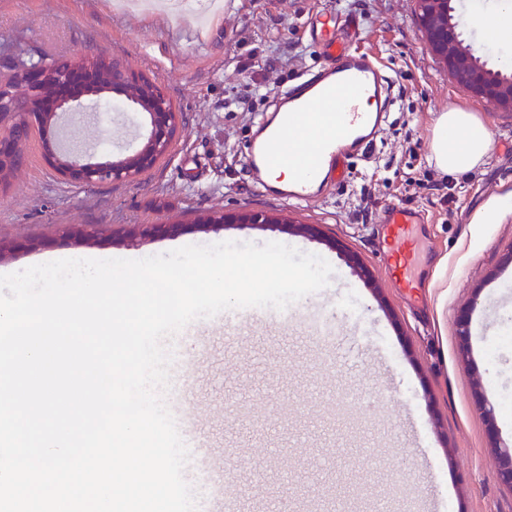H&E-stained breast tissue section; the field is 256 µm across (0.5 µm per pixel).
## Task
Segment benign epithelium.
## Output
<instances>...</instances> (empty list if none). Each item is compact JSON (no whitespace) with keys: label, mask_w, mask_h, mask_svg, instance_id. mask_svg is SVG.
Instances as JSON below:
<instances>
[{"label":"benign epithelium","mask_w":512,"mask_h":512,"mask_svg":"<svg viewBox=\"0 0 512 512\" xmlns=\"http://www.w3.org/2000/svg\"><path fill=\"white\" fill-rule=\"evenodd\" d=\"M429 49L435 53L448 77L465 87L471 96L491 103L498 111L512 113V77H492L460 43V36L453 22L442 30L432 29L427 36ZM18 81L27 86L23 97L14 95L8 83L0 81V115L11 113L14 122L0 131V182H5L24 164L22 144L24 126L28 118L30 101L42 107L40 120L44 134L47 160L72 182L93 185L106 181H130L133 172L152 167L157 159L166 155L173 144L178 126V112L171 100L156 85L151 93L138 97L131 93L129 85L140 81L117 67L100 63V54L89 53L67 64L63 70L48 68L30 62L14 72ZM105 87V91L122 97L120 105L142 113L146 119L147 133L141 145L131 154L118 159L90 161L79 152H64L57 145L54 131L57 118L63 112H82L88 107L86 97L93 89ZM183 224H139L131 236L140 241L159 236L182 234ZM498 478L512 487V444L498 449Z\"/></svg>","instance_id":"benign-epithelium-1"}]
</instances>
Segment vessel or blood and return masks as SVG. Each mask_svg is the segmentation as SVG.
Masks as SVG:
<instances>
[{
	"label": "vessel or blood",
	"mask_w": 512,
	"mask_h": 512,
	"mask_svg": "<svg viewBox=\"0 0 512 512\" xmlns=\"http://www.w3.org/2000/svg\"><path fill=\"white\" fill-rule=\"evenodd\" d=\"M346 28L345 21L332 13L308 22V33L320 47L318 71L281 94L272 116L260 120L245 145L251 180L266 197L311 199L317 190L342 182L349 163L366 159L378 139L392 83L372 53L352 44ZM309 108L321 126L320 136L312 141L306 140L300 121ZM275 166L294 167L296 178L285 185L270 184L267 172ZM378 221L392 225L395 241L401 244L408 228L427 218L415 208L390 204L379 212ZM263 321L259 309L248 321L241 311L229 310L224 330L240 335Z\"/></svg>",
	"instance_id": "1"
}]
</instances>
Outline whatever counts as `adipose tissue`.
Masks as SVG:
<instances>
[{
    "instance_id": "1",
    "label": "adipose tissue",
    "mask_w": 512,
    "mask_h": 512,
    "mask_svg": "<svg viewBox=\"0 0 512 512\" xmlns=\"http://www.w3.org/2000/svg\"><path fill=\"white\" fill-rule=\"evenodd\" d=\"M492 143L490 129L471 112L452 108L431 128V158L442 171L465 173L483 164Z\"/></svg>"
}]
</instances>
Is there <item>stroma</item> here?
<instances>
[{
	"label": "stroma",
	"mask_w": 512,
	"mask_h": 512,
	"mask_svg": "<svg viewBox=\"0 0 512 512\" xmlns=\"http://www.w3.org/2000/svg\"><path fill=\"white\" fill-rule=\"evenodd\" d=\"M163 0H0V67L21 57L75 59L91 49L148 76L182 120L170 152L131 182L91 187L48 165L42 136L31 132L25 162L0 187V240L14 244L0 271H21L70 254L142 259L185 245L280 242L325 258L327 287L307 295L343 329L336 344L301 328L266 324L225 336L215 318L189 324L174 352L166 401L177 421L194 419L199 440L185 469L227 480L246 512H512V486L497 477L499 443L512 441V214L486 222L512 192V117L450 80L428 48L417 0H193L171 14ZM461 37L493 68L512 60V44L494 47L474 23L479 0H455ZM354 19L356 44L384 65L394 104L368 160L344 184L310 202L274 201L246 172L250 129L283 85L263 78L255 55L291 61V77L316 66L305 26L312 15ZM265 80L249 111L231 105L247 83ZM98 97L91 119L60 122L63 143L113 160L137 149L144 117ZM448 108L475 113L492 132L489 156L473 171L444 175L430 163L431 126ZM434 179L448 178L451 200L406 188L408 143ZM388 204L425 211L410 250L413 285L394 287L399 254L386 225ZM264 212L282 223L258 229L228 224L197 229L199 218ZM184 224L175 237L125 240L135 224ZM317 224L368 272L356 275L324 240L288 232ZM92 233L88 244L71 227ZM471 311L468 337L462 312ZM496 410L488 419L484 403Z\"/></svg>",
	"instance_id": "35a3bbf8"
}]
</instances>
